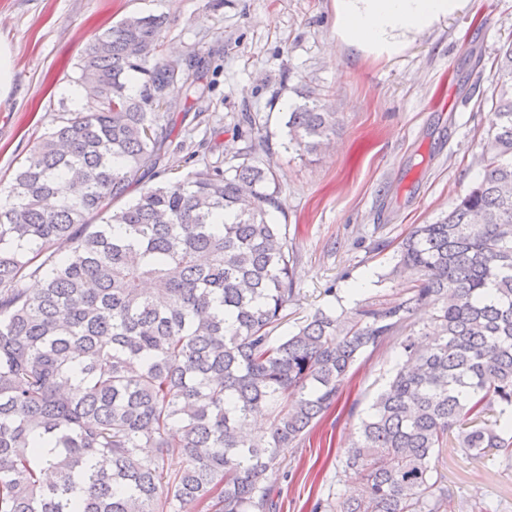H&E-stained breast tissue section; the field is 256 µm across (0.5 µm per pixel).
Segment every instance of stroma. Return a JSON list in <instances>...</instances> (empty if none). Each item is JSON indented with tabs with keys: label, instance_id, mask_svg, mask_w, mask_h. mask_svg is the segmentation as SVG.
Listing matches in <instances>:
<instances>
[{
	"label": "stroma",
	"instance_id": "obj_1",
	"mask_svg": "<svg viewBox=\"0 0 512 512\" xmlns=\"http://www.w3.org/2000/svg\"><path fill=\"white\" fill-rule=\"evenodd\" d=\"M148 14L163 20L159 58L193 59L212 83L200 115L184 122L185 147L165 156L162 179L193 170L202 141L209 160L229 167L248 153L276 172L281 208L271 217L288 227L296 288L278 335L318 310L347 315L398 302L411 285L393 272L398 242L444 216L483 176L512 0H469L390 60L339 40L334 0H0V45L12 68L0 96V186L73 110L95 37ZM304 94L336 115L328 149L313 156L289 147L284 127ZM245 112L260 116L247 137L236 130ZM401 361L392 341L363 353L336 404L281 451L271 477L279 512H312L318 499L343 492L359 423ZM434 464L453 512H512V465L466 455L454 440Z\"/></svg>",
	"mask_w": 512,
	"mask_h": 512
}]
</instances>
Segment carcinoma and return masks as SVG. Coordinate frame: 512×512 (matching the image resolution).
Listing matches in <instances>:
<instances>
[{"mask_svg": "<svg viewBox=\"0 0 512 512\" xmlns=\"http://www.w3.org/2000/svg\"><path fill=\"white\" fill-rule=\"evenodd\" d=\"M161 26L130 17L90 44L79 83L97 108L69 113L0 192V512H276L281 450L392 338L405 360L360 421L342 497L313 512H447L432 460L449 435L512 461V41L482 180L399 246L417 285L276 336L295 288L271 168L246 154L156 181L170 91L211 89L190 61L153 60ZM285 127L314 154L335 113L307 100Z\"/></svg>", "mask_w": 512, "mask_h": 512, "instance_id": "carcinoma-1", "label": "carcinoma"}]
</instances>
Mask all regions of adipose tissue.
I'll return each instance as SVG.
<instances>
[{"mask_svg":"<svg viewBox=\"0 0 512 512\" xmlns=\"http://www.w3.org/2000/svg\"><path fill=\"white\" fill-rule=\"evenodd\" d=\"M467 0H334L336 34L356 50L388 59L413 36L463 9Z\"/></svg>","mask_w":512,"mask_h":512,"instance_id":"ef3b65f1","label":"adipose tissue"}]
</instances>
